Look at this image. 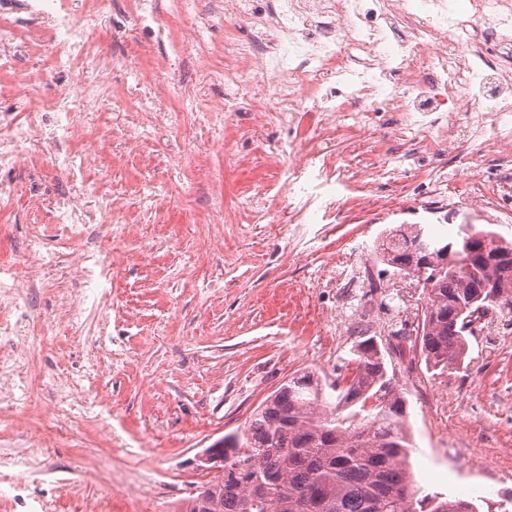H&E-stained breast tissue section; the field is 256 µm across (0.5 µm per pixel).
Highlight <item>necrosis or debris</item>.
Instances as JSON below:
<instances>
[{
  "label": "necrosis or debris",
  "instance_id": "4bbe7bcc",
  "mask_svg": "<svg viewBox=\"0 0 512 512\" xmlns=\"http://www.w3.org/2000/svg\"><path fill=\"white\" fill-rule=\"evenodd\" d=\"M221 6L227 20L252 19L265 32L248 42L225 39L224 55L232 63L221 75L223 97L207 109L213 118L246 109L259 122L273 116L292 126L299 113L309 112L314 131L333 140L343 132L338 113L359 123L374 112H397L400 139L427 142L434 152L464 128L480 140L477 157L496 156L499 167L497 177L479 180L474 197L512 198V70L497 65L512 58V0H273L265 11L255 0H222ZM104 15L103 0H88L78 13L72 0H0V75L15 74L19 53L47 47L50 67L81 77L77 91L64 87L50 96L42 93L39 78H21L18 94L27 119L0 137V167L31 162L37 145L43 164L71 183L70 191L47 203L53 224L70 240L123 207L120 197L102 194L93 204L74 189L81 169L62 146L84 135L77 113L107 100L143 102L155 78L168 72L161 58L133 82L108 85V71L128 67L130 55L106 57L93 49L91 37ZM482 28L486 38L475 41ZM426 96L435 99V109H419ZM278 155L286 160L280 180L293 193L291 223H332L336 172L329 150L291 143ZM61 274L80 286L68 321L82 325L88 305L105 300L109 252L87 249L68 261L31 249L0 258V379L13 385L10 395H0V414L12 415L21 404L28 411L20 427L24 442L0 452V470L34 482L48 472L43 450L51 432L41 421L65 409L38 392L43 371L36 350L50 326L32 318L30 293L35 279Z\"/></svg>",
  "mask_w": 512,
  "mask_h": 512
}]
</instances>
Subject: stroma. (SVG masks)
<instances>
[{
	"label": "stroma",
	"mask_w": 512,
	"mask_h": 512,
	"mask_svg": "<svg viewBox=\"0 0 512 512\" xmlns=\"http://www.w3.org/2000/svg\"><path fill=\"white\" fill-rule=\"evenodd\" d=\"M196 8L210 15L203 43L211 66L224 64L227 31L252 39L246 25L228 28L214 0H197ZM94 41L108 54L131 53L132 71L111 73L115 82L132 80L133 70L158 57L169 59L170 77L152 89L156 116L106 102L97 118L81 116L87 137L72 152L88 160L82 185L116 191L125 207L118 221L88 225L69 245L75 255L109 241L111 306L88 314L77 330L64 317L72 282L37 284L31 299L32 317L53 324L40 346L45 396L58 399L61 386L79 385L73 418L44 421L60 435L44 451L51 473L31 486V496L63 495L73 512L97 504L107 512H175L178 500L212 477L200 460L206 448L241 428L289 378L311 371L331 381L346 373L363 329L387 351L388 370L404 392L419 484L478 501L480 512H500L512 498V338L476 332L466 370L428 372L420 348L398 334L403 326L415 329L420 300L401 312L384 307L383 296L399 294L403 280L375 254L389 229L422 224L451 236L465 217L512 240V203L429 199L434 179L464 187L481 177L461 162L473 154L472 141L458 138L453 150L434 155L393 137L394 113H372L364 134L349 129L337 140L336 170L350 185L370 181L381 208H363L350 195L335 223L291 224L272 150L289 140L309 144L312 115L296 127H261L251 112L214 124L183 111L181 86H203L210 98L224 90L208 85L195 53L179 40H156L136 25L131 0H110ZM105 123L139 135L142 155L113 167L120 145L101 148ZM379 159L397 175L373 170ZM0 178L18 188L0 204V254L16 255L30 226L48 220L32 194L48 196L67 183L40 165L4 170ZM258 200L275 223L247 221L245 208ZM220 206L237 211L236 223H212ZM370 274L379 276L380 293L369 294ZM102 314L109 321L101 329ZM483 459L493 462L497 481L484 495L475 490Z\"/></svg>",
	"instance_id": "1"
}]
</instances>
